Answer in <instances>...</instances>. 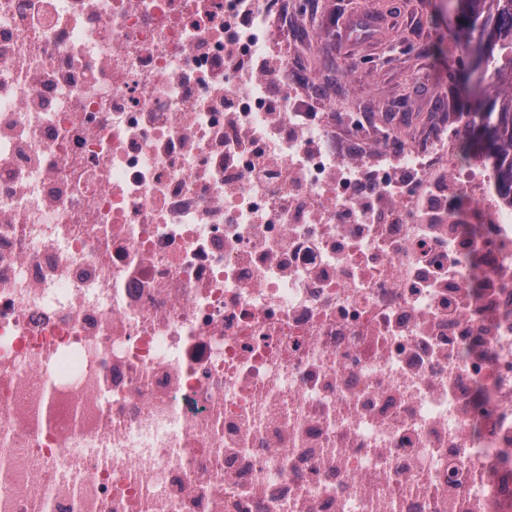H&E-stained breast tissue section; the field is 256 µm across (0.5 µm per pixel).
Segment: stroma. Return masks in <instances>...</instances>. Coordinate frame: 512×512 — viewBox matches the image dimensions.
Segmentation results:
<instances>
[{"label":"stroma","mask_w":512,"mask_h":512,"mask_svg":"<svg viewBox=\"0 0 512 512\" xmlns=\"http://www.w3.org/2000/svg\"><path fill=\"white\" fill-rule=\"evenodd\" d=\"M300 26L325 95L374 116L400 112L417 135L450 99L462 113L486 111L487 88L470 92V55L458 37L456 0H318Z\"/></svg>","instance_id":"35a3bbf8"}]
</instances>
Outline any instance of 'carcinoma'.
<instances>
[{
	"mask_svg": "<svg viewBox=\"0 0 512 512\" xmlns=\"http://www.w3.org/2000/svg\"><path fill=\"white\" fill-rule=\"evenodd\" d=\"M461 36L465 48L489 74V86L504 87L489 111L463 141L461 157L474 152L496 158L512 154V0H462Z\"/></svg>",
	"mask_w": 512,
	"mask_h": 512,
	"instance_id": "carcinoma-1",
	"label": "carcinoma"
}]
</instances>
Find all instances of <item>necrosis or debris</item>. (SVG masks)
I'll return each instance as SVG.
<instances>
[{
	"label": "necrosis or debris",
	"mask_w": 512,
	"mask_h": 512,
	"mask_svg": "<svg viewBox=\"0 0 512 512\" xmlns=\"http://www.w3.org/2000/svg\"><path fill=\"white\" fill-rule=\"evenodd\" d=\"M287 5L0 0V512H512V189Z\"/></svg>",
	"instance_id": "4bbe7bcc"
}]
</instances>
